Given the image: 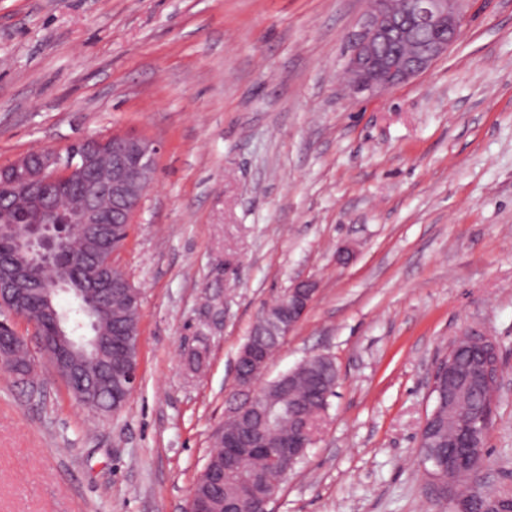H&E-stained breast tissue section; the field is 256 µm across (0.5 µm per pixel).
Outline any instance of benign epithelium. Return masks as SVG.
I'll return each instance as SVG.
<instances>
[{"mask_svg":"<svg viewBox=\"0 0 512 512\" xmlns=\"http://www.w3.org/2000/svg\"><path fill=\"white\" fill-rule=\"evenodd\" d=\"M467 0H404L402 11L392 0H367L363 30L346 61L343 80L353 95L379 96L429 70L447 54L461 36ZM409 47V55L392 59L391 44ZM160 144L147 136L112 133L88 136L75 149L61 154L45 150L25 154L0 166V238L14 244V258L0 263V312L10 319L0 320V367L21 382L32 379L38 370L33 361L21 371L14 365V350L26 345L15 319H20L30 335L37 337V349L81 406L98 413L116 411L112 406V384L122 385L129 399L137 377H129L112 366V336L104 325L112 322V286L121 272L116 257L120 246L112 237V225L134 223L144 195L154 182ZM22 217L17 225L16 217ZM83 229L86 252L77 277L72 278L57 263L74 225ZM52 268L58 276L35 282L42 270ZM317 291L310 279L296 281L280 297L288 313V323H275L271 331L290 333L303 319ZM69 294L84 309L89 327L84 340L71 334L67 318L56 298ZM475 345L497 348L487 337L458 336L447 355L435 367L432 380L448 379V426L457 436L448 441V490L462 469L473 475L484 458L473 455L477 431L463 424L458 399L472 388L480 389L487 402L494 401L499 386V357L486 370L462 376L457 367L459 352ZM238 360L247 373L237 374L238 404L230 406L225 419L239 420L256 427L252 446L243 448L230 438L224 441V458L237 460L253 454L265 442L256 425L257 406L265 394L261 380L269 358L253 341L241 349ZM294 425L303 438V447L315 441L319 423L301 415Z\"/></svg>","mask_w":512,"mask_h":512,"instance_id":"1","label":"benign epithelium"}]
</instances>
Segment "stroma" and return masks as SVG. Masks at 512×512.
Returning <instances> with one entry per match:
<instances>
[{
    "instance_id": "obj_1",
    "label": "stroma",
    "mask_w": 512,
    "mask_h": 512,
    "mask_svg": "<svg viewBox=\"0 0 512 512\" xmlns=\"http://www.w3.org/2000/svg\"><path fill=\"white\" fill-rule=\"evenodd\" d=\"M366 0H0V165L81 138L158 141L117 262L141 294L123 409L47 364L0 370V512H186L263 308L317 283L265 380L331 357L336 393L272 512H452L418 435L448 342L503 380L475 478L512 498V0L378 97L339 80ZM208 351L188 361L197 337Z\"/></svg>"
}]
</instances>
